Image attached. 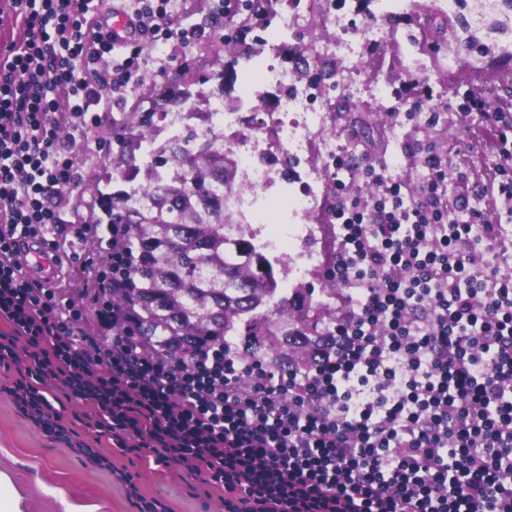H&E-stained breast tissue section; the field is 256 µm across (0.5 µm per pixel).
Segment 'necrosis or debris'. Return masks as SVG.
Here are the masks:
<instances>
[{
	"instance_id": "4bbe7bcc",
	"label": "necrosis or debris",
	"mask_w": 512,
	"mask_h": 512,
	"mask_svg": "<svg viewBox=\"0 0 512 512\" xmlns=\"http://www.w3.org/2000/svg\"><path fill=\"white\" fill-rule=\"evenodd\" d=\"M321 4L318 15L302 9L278 12L263 38L267 57L254 55L239 62L242 90L235 106H225L216 81L206 90V111H197L187 101L168 105L150 134L139 140L134 166L116 175L115 189L138 202L146 177L159 183L179 178L183 173L180 164L157 168L153 162L184 135L195 133L198 143L223 147L235 163L232 185L224 191V208L233 223L289 222L287 234L254 238L256 248L290 257L288 274L297 279L323 267L321 254L299 252L295 246L314 236L316 228L310 220L322 211L331 188L352 181V172L341 164V157L361 150L357 143L343 145L328 100L332 91H344L360 71V43L382 42L386 33L382 18L407 14L412 0H369L364 8L339 6L334 0H321ZM323 21L333 36L313 41L309 54L315 60L335 62L336 81L331 86L299 79L295 66L275 60L286 37L314 29ZM374 101L397 115L387 134L390 143L405 139L410 127L418 125L416 113L403 109L398 88L378 86Z\"/></svg>"
}]
</instances>
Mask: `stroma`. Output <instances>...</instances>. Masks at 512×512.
I'll return each mask as SVG.
<instances>
[{"label":"stroma","mask_w":512,"mask_h":512,"mask_svg":"<svg viewBox=\"0 0 512 512\" xmlns=\"http://www.w3.org/2000/svg\"><path fill=\"white\" fill-rule=\"evenodd\" d=\"M468 13L464 7L455 16L443 17L434 12L433 0H413L406 27L433 28L441 47L463 58L464 64L445 78L435 73L420 77L415 90L405 93L404 101L408 104L420 98L438 103L448 116L449 128L428 134L412 132L403 152L410 164L415 165L422 159L420 148L425 140L437 143L443 164L468 181L473 196L484 201L487 220L496 226L494 240L470 245L468 253L474 254L480 265L512 276V215L504 208L493 174L498 161L494 134L486 121L476 120L462 109L464 96L469 92L483 94L493 102L512 101V7L500 5L497 15L480 31V38L492 46L493 52L479 59L469 55L466 49ZM363 62L357 89L349 96L355 110L337 120L336 127L347 141L357 139L359 132H366L365 161L383 162L388 157L385 129L393 115L375 110L372 89L385 83L401 86L406 83L395 38L364 46ZM98 90L110 98L112 110L104 114L99 127L77 147V183L58 197V204L69 221L87 214L88 189L103 173L104 156L97 152L96 140L111 139L113 113L129 109L136 99L132 92L122 98L113 97L112 87L106 83L100 84ZM72 251L73 259L63 260L61 264L58 283L76 304L87 307L85 327L90 330L96 318L89 306L103 253L98 245L79 241L73 244ZM15 376L14 369L0 367V487L5 490L0 499L8 503L11 512H65L69 506L77 512H139L118 478L122 471L137 474L141 493L147 499L165 504L169 512H225L221 492L203 485L176 466L156 464L144 455L135 457L117 452L111 440L96 438L88 432L81 420L82 405L55 393L54 404L63 413L68 427L81 440L97 444L101 452L111 455L115 469L109 472L93 466L66 442L44 433L21 416L8 391Z\"/></svg>","instance_id":"35a3bbf8"}]
</instances>
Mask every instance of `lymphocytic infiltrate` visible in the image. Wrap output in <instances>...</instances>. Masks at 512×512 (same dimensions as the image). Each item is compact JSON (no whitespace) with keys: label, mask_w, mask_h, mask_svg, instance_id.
<instances>
[{"label":"lymphocytic infiltrate","mask_w":512,"mask_h":512,"mask_svg":"<svg viewBox=\"0 0 512 512\" xmlns=\"http://www.w3.org/2000/svg\"><path fill=\"white\" fill-rule=\"evenodd\" d=\"M91 0H9L22 36L0 46V367L34 424L68 439L48 395L88 407L86 427L224 493L226 512H512V277L475 265L444 203L468 187L433 154L411 204L396 183L336 204L344 235L327 275L360 298L315 370L246 362L215 346L177 363L132 318L85 309L25 269L22 246L61 259L94 224L65 225L75 183L61 129L100 122L110 83L141 85L144 48L195 45L177 0H125L138 35L115 47ZM107 71H100L101 62ZM496 129L499 195L512 203V109L475 97Z\"/></svg>","instance_id":"f902f5d3"}]
</instances>
